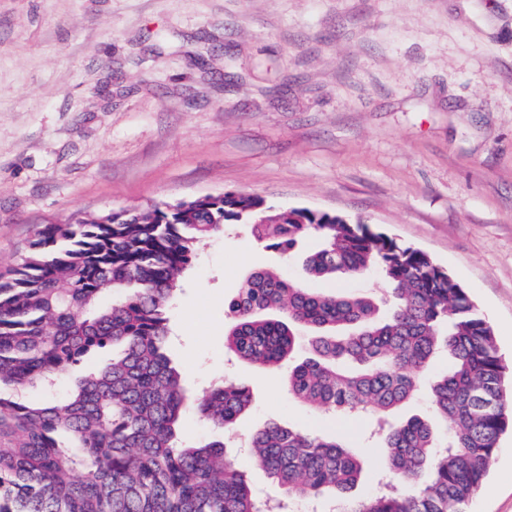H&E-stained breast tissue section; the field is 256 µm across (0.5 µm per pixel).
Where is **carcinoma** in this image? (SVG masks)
Wrapping results in <instances>:
<instances>
[{"mask_svg":"<svg viewBox=\"0 0 512 512\" xmlns=\"http://www.w3.org/2000/svg\"><path fill=\"white\" fill-rule=\"evenodd\" d=\"M244 218L256 242L287 257L318 238L302 259L310 279L376 273L384 284L321 293L261 268L229 300L228 352L265 369L288 363V394L311 408L374 412L386 450V475L359 497L365 461L328 435L271 422L250 439L254 464L289 499L327 500L338 512H464L512 427L507 366L466 290L424 252L365 224L293 217L235 192L43 224L0 274V512H260L226 451L250 389L218 384L192 401L166 354L180 277L204 239ZM115 345L111 362L86 365ZM440 352L449 371L424 380ZM58 376L73 380L65 402L20 397ZM422 386L430 416L390 420ZM191 407L222 438L181 445Z\"/></svg>","mask_w":512,"mask_h":512,"instance_id":"obj_1","label":"carcinoma"}]
</instances>
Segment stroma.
I'll return each instance as SVG.
<instances>
[{"label":"stroma","instance_id":"stroma-1","mask_svg":"<svg viewBox=\"0 0 512 512\" xmlns=\"http://www.w3.org/2000/svg\"><path fill=\"white\" fill-rule=\"evenodd\" d=\"M241 192L359 219L428 254L493 327L512 366V0H0V272L42 224ZM278 267L249 221L203 242L169 309L191 398L249 387L232 455L262 496L247 440L269 422L366 441L368 415L289 398L287 369L224 349L226 302ZM466 512H512V431Z\"/></svg>","mask_w":512,"mask_h":512}]
</instances>
